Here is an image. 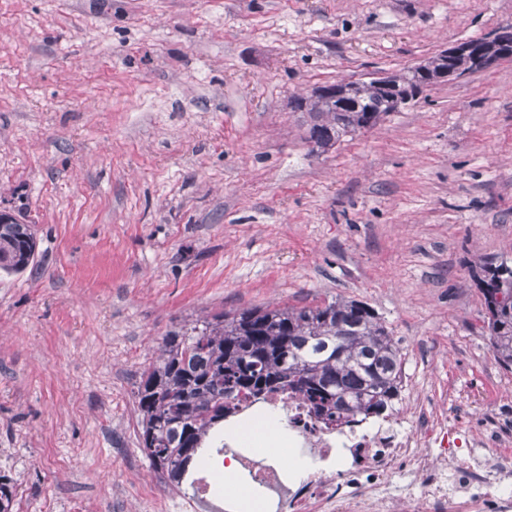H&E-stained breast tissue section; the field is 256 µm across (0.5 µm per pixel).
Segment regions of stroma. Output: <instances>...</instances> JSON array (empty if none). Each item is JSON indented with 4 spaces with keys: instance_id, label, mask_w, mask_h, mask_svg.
<instances>
[{
    "instance_id": "stroma-1",
    "label": "stroma",
    "mask_w": 512,
    "mask_h": 512,
    "mask_svg": "<svg viewBox=\"0 0 512 512\" xmlns=\"http://www.w3.org/2000/svg\"><path fill=\"white\" fill-rule=\"evenodd\" d=\"M512 25V0H0V472L14 512H162L133 395L197 317L337 297L397 341L395 412L512 430L472 271L512 263V61L328 151L296 96ZM16 218L11 212L0 208V272L18 274L24 272L34 262L33 244L36 241L29 224L10 223Z\"/></svg>"
}]
</instances>
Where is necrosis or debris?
<instances>
[{
    "label": "necrosis or debris",
    "mask_w": 512,
    "mask_h": 512,
    "mask_svg": "<svg viewBox=\"0 0 512 512\" xmlns=\"http://www.w3.org/2000/svg\"><path fill=\"white\" fill-rule=\"evenodd\" d=\"M273 410L286 419L291 452L311 456L314 470L299 480L276 462L244 449L228 450L238 474L262 488L267 512H512V460L497 449L507 437L494 416L481 435L460 443L456 425L435 459L421 452L432 435L409 416L345 430L325 427L304 404L271 397L245 415ZM465 453H458V445ZM214 472L196 470L175 512H238L213 487Z\"/></svg>",
    "instance_id": "obj_1"
}]
</instances>
